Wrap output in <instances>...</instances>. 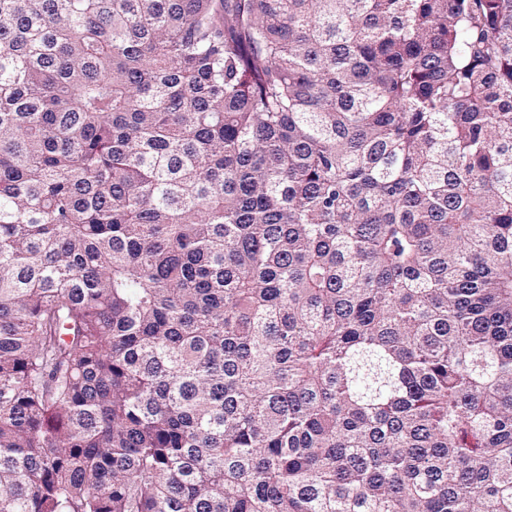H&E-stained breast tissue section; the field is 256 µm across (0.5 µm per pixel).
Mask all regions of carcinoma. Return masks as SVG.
<instances>
[{
	"label": "carcinoma",
	"mask_w": 512,
	"mask_h": 512,
	"mask_svg": "<svg viewBox=\"0 0 512 512\" xmlns=\"http://www.w3.org/2000/svg\"><path fill=\"white\" fill-rule=\"evenodd\" d=\"M0 512H512V0H0Z\"/></svg>",
	"instance_id": "cac0c4a2"
}]
</instances>
